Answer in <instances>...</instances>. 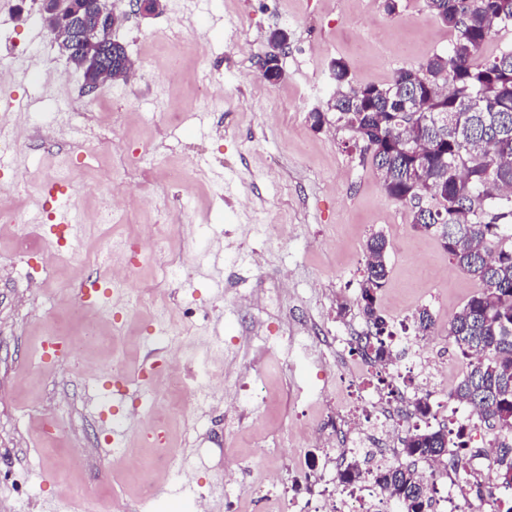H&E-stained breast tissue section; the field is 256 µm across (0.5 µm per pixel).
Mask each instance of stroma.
Here are the masks:
<instances>
[{
  "label": "stroma",
  "mask_w": 512,
  "mask_h": 512,
  "mask_svg": "<svg viewBox=\"0 0 512 512\" xmlns=\"http://www.w3.org/2000/svg\"><path fill=\"white\" fill-rule=\"evenodd\" d=\"M283 27L290 32L284 77L271 83L257 63L269 33ZM243 36L248 45L232 51ZM113 37L135 69L86 95L36 5L0 0V69L20 70L33 53L42 61L26 79L0 87V112L17 140L0 158V202L26 217L33 242L17 260L12 231L0 232V512H109L117 499L134 512H186L177 497L141 501L113 475L122 458L106 439L109 425L129 429L123 447L136 449L142 472L151 473L156 450L141 438L154 400L130 373L148 368L168 340L153 308L114 305L112 282L92 263L101 237L116 244L133 237L147 247L154 225L171 222L178 230L168 251L185 276L161 285L152 266L130 255L124 263L129 287L156 290L183 321L200 385L213 393L199 413L190 392L169 396L189 413L169 431L190 455L183 482L208 512H225L218 484L225 462L251 466L276 440L283 452L272 494L288 498L290 471L307 451L295 430L337 419V393L359 396L379 383L373 374L350 382L336 363L290 350L285 318L330 336L364 328L356 298L371 234L389 242L382 314L395 326L429 308L434 352L447 359L452 381L464 374L448 324L477 282L414 227L410 206L385 196L352 132L332 124L316 132L308 121L333 92V59L349 63L356 83H386L399 69L447 52L455 34L426 0H398L392 14L385 0H166L153 17L128 14ZM204 83L223 88V110L203 100ZM131 150L149 153L151 166L131 161ZM41 182L76 200L70 256L79 280L67 262L45 264L63 228L35 192ZM117 197L127 216L101 226L103 205ZM267 224L279 225L277 239L265 234ZM95 278L92 307L75 312L81 281ZM248 313L264 320L270 343L237 357L253 370L241 388L245 417L228 431L224 391L210 382L224 371L222 347L244 336ZM94 315L110 344L89 345L68 363L43 350L48 335H83Z\"/></svg>",
  "instance_id": "1"
}]
</instances>
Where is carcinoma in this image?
Instances as JSON below:
<instances>
[{
  "mask_svg": "<svg viewBox=\"0 0 512 512\" xmlns=\"http://www.w3.org/2000/svg\"><path fill=\"white\" fill-rule=\"evenodd\" d=\"M427 8L453 29L446 54L398 70L386 84H356L344 59L331 62L336 90L330 108L336 126L352 131L370 159L385 195L410 204L415 227L432 235L448 259L480 284L448 324V340L466 371L451 393L479 410L494 431L493 460L501 485L512 487V47L480 59L501 30L512 29V0H427ZM108 64L130 63L123 44L103 39ZM388 241L372 234L359 302L373 334L363 350L378 361L391 357L388 323L376 301L388 278ZM430 310L414 315L415 331L434 329ZM419 431L403 440L408 461L383 475L400 512H424L426 486L412 461L451 459L465 467L470 448L458 431Z\"/></svg>",
  "mask_w": 512,
  "mask_h": 512,
  "instance_id": "carcinoma-1",
  "label": "carcinoma"
}]
</instances>
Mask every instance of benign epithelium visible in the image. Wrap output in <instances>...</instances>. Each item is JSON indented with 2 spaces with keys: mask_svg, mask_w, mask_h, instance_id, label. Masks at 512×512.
Here are the masks:
<instances>
[{
  "mask_svg": "<svg viewBox=\"0 0 512 512\" xmlns=\"http://www.w3.org/2000/svg\"><path fill=\"white\" fill-rule=\"evenodd\" d=\"M127 3L130 11L151 17L164 11L165 0H40L39 14L44 27L53 35L61 54L74 62L85 73H95L93 81H84L87 94L109 82L111 68L91 55L93 39L112 35L126 12L118 4ZM273 50H268L259 61L262 77L276 81L282 73L280 55L288 45V31Z\"/></svg>",
  "mask_w": 512,
  "mask_h": 512,
  "instance_id": "obj_1",
  "label": "benign epithelium"
}]
</instances>
